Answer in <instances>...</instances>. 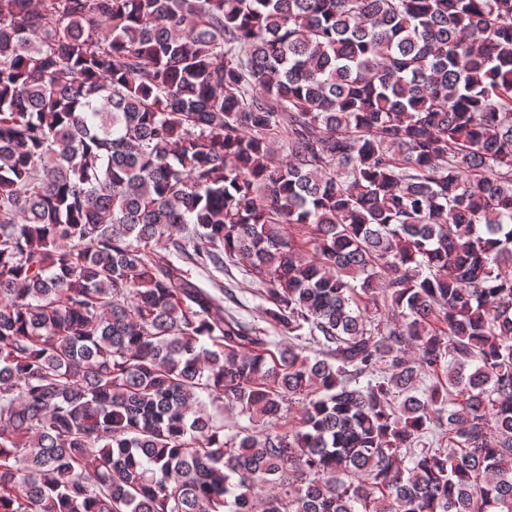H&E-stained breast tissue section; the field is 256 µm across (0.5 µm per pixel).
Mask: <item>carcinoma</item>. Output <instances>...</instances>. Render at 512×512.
<instances>
[{
  "label": "carcinoma",
  "mask_w": 512,
  "mask_h": 512,
  "mask_svg": "<svg viewBox=\"0 0 512 512\" xmlns=\"http://www.w3.org/2000/svg\"><path fill=\"white\" fill-rule=\"evenodd\" d=\"M258 508L512 512V0H0V512ZM214 275L226 287L224 288L225 290L229 288L234 298L242 302L244 307L240 310V313L243 318L247 321L255 320L260 327L266 328L268 336L276 343L288 344V339L283 338L275 329L262 321V308L267 304L264 300L254 295L256 285L249 275L234 266L228 268V272L224 270V274L215 272Z\"/></svg>",
  "instance_id": "obj_1"
}]
</instances>
